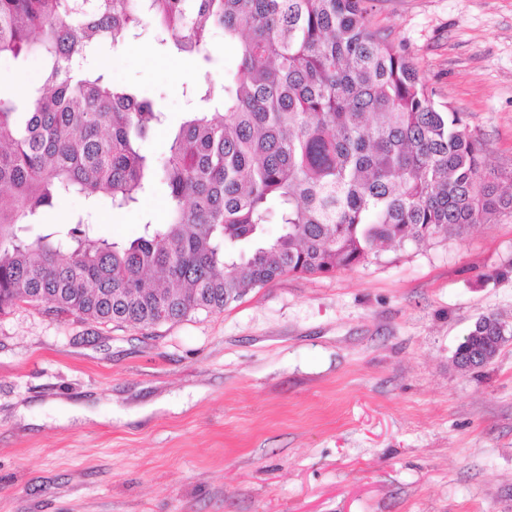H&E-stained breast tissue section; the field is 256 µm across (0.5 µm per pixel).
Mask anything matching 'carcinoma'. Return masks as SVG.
I'll return each mask as SVG.
<instances>
[{
    "instance_id": "carcinoma-1",
    "label": "carcinoma",
    "mask_w": 512,
    "mask_h": 512,
    "mask_svg": "<svg viewBox=\"0 0 512 512\" xmlns=\"http://www.w3.org/2000/svg\"><path fill=\"white\" fill-rule=\"evenodd\" d=\"M145 24L206 63L214 31L236 48L224 82L189 89L161 158L142 141L165 112L99 64ZM30 54L39 86L0 91V313L47 304L148 327L512 212L462 113L369 29L361 0H0V56ZM158 182L165 222L92 235L100 200L137 208ZM70 194L87 209L68 240L22 235Z\"/></svg>"
}]
</instances>
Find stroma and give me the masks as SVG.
Returning <instances> with one entry per match:
<instances>
[{
    "mask_svg": "<svg viewBox=\"0 0 512 512\" xmlns=\"http://www.w3.org/2000/svg\"><path fill=\"white\" fill-rule=\"evenodd\" d=\"M437 102L462 112L499 188L512 186V0H363ZM193 81H223V33ZM183 56L152 29L105 55L108 76L188 107ZM42 60L0 57V90ZM72 194L26 225L66 235ZM94 212L131 240L166 217ZM512 214L463 235L385 247L330 275H287L213 313L141 328L47 305L0 314V512H512V341L476 372L454 364L481 316L512 322ZM93 404L96 418L69 419Z\"/></svg>",
    "mask_w": 512,
    "mask_h": 512,
    "instance_id": "obj_1",
    "label": "stroma"
}]
</instances>
